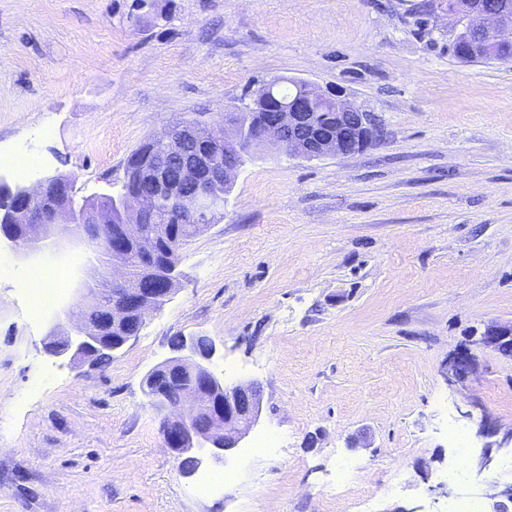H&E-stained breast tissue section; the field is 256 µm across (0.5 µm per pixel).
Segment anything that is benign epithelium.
I'll list each match as a JSON object with an SVG mask.
<instances>
[{
    "label": "benign epithelium",
    "instance_id": "1",
    "mask_svg": "<svg viewBox=\"0 0 512 512\" xmlns=\"http://www.w3.org/2000/svg\"><path fill=\"white\" fill-rule=\"evenodd\" d=\"M448 16L463 23L467 42L453 40V51L459 56L492 51L501 45L512 46V18L507 8L486 9L480 0H448ZM293 99L275 104L269 85L255 90L247 112L225 113L224 124L232 131L228 137L201 122L189 119L177 127L156 136L164 155L180 163L181 173L190 181L183 188L182 178H174L158 163L146 159L126 168L125 183L135 184L126 190L114 205L121 211L137 216L154 212L155 198L164 195L176 204L179 219L199 223L211 221L213 213L203 204L218 195V188L234 182L245 163L249 149L258 144H270L282 154L307 160L329 156H348L362 150L374 140L376 128L371 112L336 90H323L312 83H299ZM275 110L267 121L259 113ZM333 113L335 123L328 128L321 123L322 113ZM224 150V164L217 165L212 156ZM0 189L18 199L11 208H0V238L6 239L19 255H29L54 244L59 224H69L78 234L83 229L112 220V210L97 206L75 210L70 204L72 184L68 179L52 176L34 188L11 187L0 180ZM129 238L109 249L104 266L112 270V285L99 288L85 283L93 307L79 312L65 305L55 312L44 344L45 352L54 358L91 360L97 349L114 355L136 338L147 317L161 310L177 288V264L166 262L161 270L148 265L139 271L128 266ZM73 328L62 330V319ZM199 337L182 338L174 355L148 371L144 378V393L153 408L162 415L160 429L166 447L176 458L200 453L197 463L208 458L215 464L226 456L246 436L262 413L260 390L256 383L228 385L212 368L217 353L214 341L209 349L198 350ZM472 344L496 352L508 349L512 357V321L494 323ZM474 371V357L466 348L448 359V380L463 383ZM174 385L180 386L175 402L168 398ZM205 413L209 425L201 430L194 425L195 417ZM480 433L494 437L499 431L481 424ZM501 435V434H499ZM490 448H511L512 430L488 444ZM486 494L495 500V512H512V483L504 489Z\"/></svg>",
    "mask_w": 512,
    "mask_h": 512
}]
</instances>
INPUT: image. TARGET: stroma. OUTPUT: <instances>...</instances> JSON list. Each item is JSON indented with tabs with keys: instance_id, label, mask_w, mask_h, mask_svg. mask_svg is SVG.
Here are the masks:
<instances>
[{
	"instance_id": "stroma-1",
	"label": "stroma",
	"mask_w": 512,
	"mask_h": 512,
	"mask_svg": "<svg viewBox=\"0 0 512 512\" xmlns=\"http://www.w3.org/2000/svg\"><path fill=\"white\" fill-rule=\"evenodd\" d=\"M446 0H0V178L63 175L118 191L147 137L275 77L340 89L382 140L305 160L254 147L224 214L186 244L164 309L109 364L44 350L31 271L55 267L57 305L93 267L60 230L51 253L8 242L0 275V512H448L512 483L480 421L512 429V358L474 350L512 320V63H463ZM32 157L25 176L15 168ZM173 336L215 340L226 384L258 383L262 414L223 465L184 475L143 380ZM280 448L252 453L257 434ZM358 471L344 487L339 464ZM238 479L201 496L199 477ZM474 357L470 348L455 353L448 359V380L463 383L474 371Z\"/></svg>"
}]
</instances>
